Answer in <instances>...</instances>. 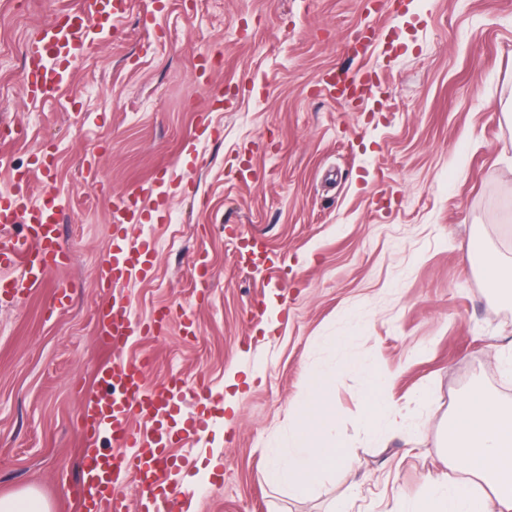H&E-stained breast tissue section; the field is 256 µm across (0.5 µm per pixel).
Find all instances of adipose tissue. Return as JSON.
<instances>
[{"label": "adipose tissue", "instance_id": "adipose-tissue-1", "mask_svg": "<svg viewBox=\"0 0 512 512\" xmlns=\"http://www.w3.org/2000/svg\"><path fill=\"white\" fill-rule=\"evenodd\" d=\"M468 259L480 269L487 291L512 288V258L475 244ZM336 374L333 368L311 374L307 397L297 406L288 434L266 472L269 483L292 495H307L320 476L350 463L347 447L336 433ZM382 382L376 366L368 365L364 431L373 436L410 431L408 409L386 403ZM444 435L448 467L462 471L463 476L429 481L410 512H512V408L485 390H471L449 418Z\"/></svg>", "mask_w": 512, "mask_h": 512}]
</instances>
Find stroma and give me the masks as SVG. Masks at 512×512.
Returning a JSON list of instances; mask_svg holds the SVG:
<instances>
[{
    "instance_id": "stroma-1",
    "label": "stroma",
    "mask_w": 512,
    "mask_h": 512,
    "mask_svg": "<svg viewBox=\"0 0 512 512\" xmlns=\"http://www.w3.org/2000/svg\"><path fill=\"white\" fill-rule=\"evenodd\" d=\"M77 2L0 0V131L26 133L0 150V188L47 148L55 164L29 192L57 196L71 250L66 269L0 301V495L34 488L51 512H75L76 417L110 357L96 320L107 194L136 191L143 219L126 233L155 258L125 288L129 313L173 316L125 354L146 357L148 386L177 375L211 389L201 436L170 427L189 462L167 473L180 512H405L449 474L435 448L457 402L477 386L512 402V366L493 352L512 345V302L467 259L476 242L512 256V0H213L204 14L193 0H131L111 35L89 31L69 87L31 102L19 55ZM352 33L370 35L366 56L347 55ZM336 70L371 72L374 95L331 96ZM254 235L271 261L247 269ZM61 286L69 306L46 315ZM367 356L420 433L368 436L363 375L341 370L350 467L304 497L269 484L312 371Z\"/></svg>"
}]
</instances>
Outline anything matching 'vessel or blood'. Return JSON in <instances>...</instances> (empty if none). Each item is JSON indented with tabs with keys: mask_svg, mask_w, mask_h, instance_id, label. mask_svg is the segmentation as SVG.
<instances>
[{
	"mask_svg": "<svg viewBox=\"0 0 512 512\" xmlns=\"http://www.w3.org/2000/svg\"><path fill=\"white\" fill-rule=\"evenodd\" d=\"M130 0H80L62 11L29 40L23 52V81L28 95L41 99L66 88L87 51L86 33L95 28L108 32L116 18L125 14ZM35 170L12 169L9 187L0 192V299L17 298L65 269L70 254L60 233L61 208L53 196L33 201L28 186ZM112 240L98 273L107 292L97 312L102 345L114 356L98 367L96 387L86 395L77 415L83 443L82 477L71 494L80 512H179L178 501L168 493L164 475L172 459L165 424L180 416L184 381L177 376L167 383L147 387L144 361L120 357L132 339L151 336L161 329L160 320H132L129 302L121 285L135 277L146 278L153 252L148 242L129 241L125 224L140 221L139 199L133 194L109 198ZM24 233H15V225ZM149 420L137 430L133 420ZM112 435L118 449H135V456L108 455L98 447L101 433ZM133 470L138 480L137 508H130L117 488L122 470Z\"/></svg>",
	"mask_w": 512,
	"mask_h": 512,
	"instance_id": "vessel-or-blood-1",
	"label": "vessel or blood"
}]
</instances>
